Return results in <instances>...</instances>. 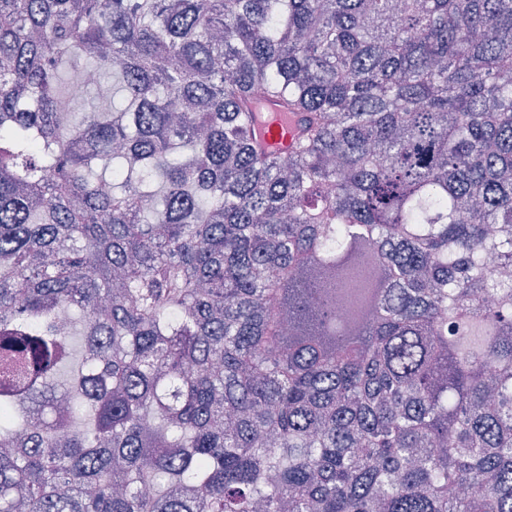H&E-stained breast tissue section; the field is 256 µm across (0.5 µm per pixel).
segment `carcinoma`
I'll return each instance as SVG.
<instances>
[{
    "instance_id": "cac0c4a2",
    "label": "carcinoma",
    "mask_w": 512,
    "mask_h": 512,
    "mask_svg": "<svg viewBox=\"0 0 512 512\" xmlns=\"http://www.w3.org/2000/svg\"><path fill=\"white\" fill-rule=\"evenodd\" d=\"M510 269L512 0H0V512H512ZM267 111L268 119L262 127V136L274 149L285 151L298 131L297 122L289 119L288 114L278 112L274 105L268 106Z\"/></svg>"
}]
</instances>
